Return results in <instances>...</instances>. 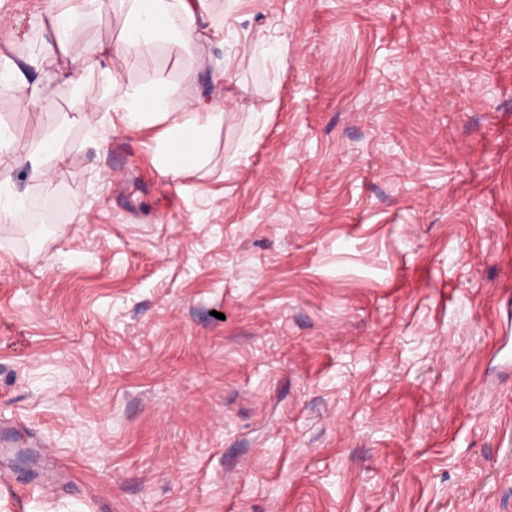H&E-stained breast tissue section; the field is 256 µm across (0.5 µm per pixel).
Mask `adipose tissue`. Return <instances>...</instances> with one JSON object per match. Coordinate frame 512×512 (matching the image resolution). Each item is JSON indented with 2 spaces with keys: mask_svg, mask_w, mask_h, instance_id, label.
Returning <instances> with one entry per match:
<instances>
[{
  "mask_svg": "<svg viewBox=\"0 0 512 512\" xmlns=\"http://www.w3.org/2000/svg\"><path fill=\"white\" fill-rule=\"evenodd\" d=\"M114 1L125 12L122 30L116 37L102 33L94 50L93 64L105 76L110 73L112 58L132 66L158 43L201 46L224 29L218 19V0H48V13L54 20L52 34L29 58V66L53 72V80L83 86L84 68L60 70L56 63L68 44L81 39L80 18L99 13ZM109 109L126 129L158 128L155 166L175 178L206 170L224 124L223 107L202 101L198 73L193 69L184 72L176 89L161 76L127 88L112 98ZM65 136V125L56 126L34 151L12 153V164L26 168L33 180H47L66 160Z\"/></svg>",
  "mask_w": 512,
  "mask_h": 512,
  "instance_id": "adipose-tissue-1",
  "label": "adipose tissue"
}]
</instances>
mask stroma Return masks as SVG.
I'll return each mask as SVG.
<instances>
[{
	"label": "stroma",
	"mask_w": 512,
	"mask_h": 512,
	"mask_svg": "<svg viewBox=\"0 0 512 512\" xmlns=\"http://www.w3.org/2000/svg\"><path fill=\"white\" fill-rule=\"evenodd\" d=\"M50 31L0 0V67ZM192 67L224 124L173 178L108 106ZM113 72L0 92L16 145L70 121L51 183L0 166V512H512V0H241ZM0 86H1V90H7V91H9L11 89L19 90L28 105L29 104H32V105L41 104L44 106L48 105L49 102L51 101L52 92H53L51 79H49L46 82L28 85V86H25L24 88H19V87L13 85L11 81L8 84H4V83H2V80H1Z\"/></svg>",
	"instance_id": "35a3bbf8"
}]
</instances>
